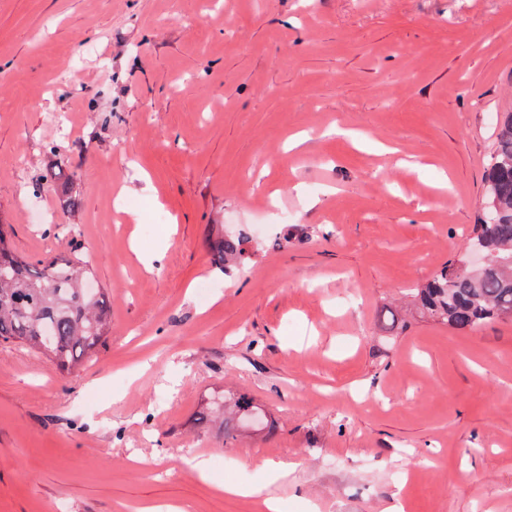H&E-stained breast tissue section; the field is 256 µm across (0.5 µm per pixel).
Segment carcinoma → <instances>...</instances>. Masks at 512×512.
Masks as SVG:
<instances>
[{"instance_id": "obj_1", "label": "carcinoma", "mask_w": 512, "mask_h": 512, "mask_svg": "<svg viewBox=\"0 0 512 512\" xmlns=\"http://www.w3.org/2000/svg\"><path fill=\"white\" fill-rule=\"evenodd\" d=\"M495 150L485 165V188L480 202L481 223L467 238V250H481L486 262L473 267L463 255L442 267L429 281L407 289L413 311L453 331L512 321V112L495 118ZM45 181L60 210L78 209L73 175L63 173L64 153L46 149ZM248 237L218 235L210 248L213 265L224 271L247 259ZM72 235L66 254L32 258L17 254L0 224V342H19L48 358L58 369L73 372L95 355L112 329L111 306L89 277V254L77 249ZM216 409H230L224 419L227 433L246 430V421L260 419L251 432L271 425L267 412L251 396L220 395Z\"/></svg>"}]
</instances>
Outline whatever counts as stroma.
<instances>
[{"label": "stroma", "mask_w": 512, "mask_h": 512, "mask_svg": "<svg viewBox=\"0 0 512 512\" xmlns=\"http://www.w3.org/2000/svg\"><path fill=\"white\" fill-rule=\"evenodd\" d=\"M511 104L512 0H0V221L68 249L61 144L112 305L77 372L0 344V512H512V322H380L458 258ZM212 224L307 235L224 274ZM222 388L277 431L195 424ZM49 164L45 171V181L49 183L57 197L60 210L67 215H72L78 209L76 194L73 191V174L66 176L63 173L64 153L52 144L46 149Z\"/></svg>", "instance_id": "stroma-1"}]
</instances>
